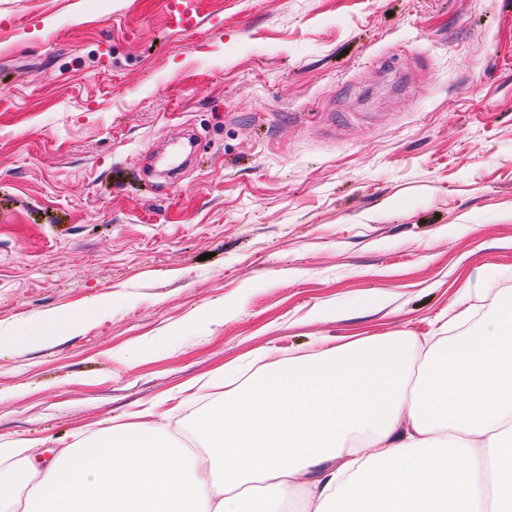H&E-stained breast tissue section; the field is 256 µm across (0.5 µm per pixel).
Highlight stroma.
Returning a JSON list of instances; mask_svg holds the SVG:
<instances>
[{
  "label": "stroma",
  "mask_w": 512,
  "mask_h": 512,
  "mask_svg": "<svg viewBox=\"0 0 512 512\" xmlns=\"http://www.w3.org/2000/svg\"><path fill=\"white\" fill-rule=\"evenodd\" d=\"M191 2L186 32L172 0H0V336L105 309L0 349V439L33 462L245 362L476 330L512 294V0ZM101 313V306L89 305L67 315L51 314L27 323L24 329L7 339L14 346L48 342L71 335L81 324L95 320Z\"/></svg>",
  "instance_id": "1"
}]
</instances>
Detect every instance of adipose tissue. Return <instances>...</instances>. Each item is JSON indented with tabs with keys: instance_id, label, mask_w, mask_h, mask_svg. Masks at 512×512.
Instances as JSON below:
<instances>
[{
	"instance_id": "adipose-tissue-1",
	"label": "adipose tissue",
	"mask_w": 512,
	"mask_h": 512,
	"mask_svg": "<svg viewBox=\"0 0 512 512\" xmlns=\"http://www.w3.org/2000/svg\"><path fill=\"white\" fill-rule=\"evenodd\" d=\"M100 306L27 323L16 346L71 335ZM438 341L394 335L315 357L275 361L223 397L169 393L136 410L131 425L79 431L55 461L17 476L29 443L0 442V512H495L512 505V303L482 331ZM206 405L194 444L165 421L190 401ZM464 451L451 467L444 448Z\"/></svg>"
}]
</instances>
